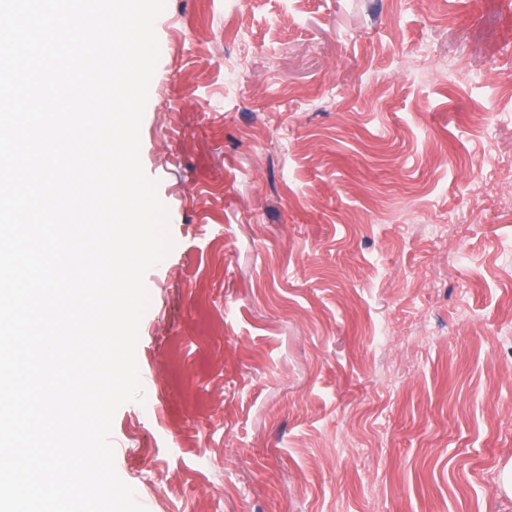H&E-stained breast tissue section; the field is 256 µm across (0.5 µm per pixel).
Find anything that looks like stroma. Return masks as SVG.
<instances>
[{"label":"stroma","mask_w":512,"mask_h":512,"mask_svg":"<svg viewBox=\"0 0 512 512\" xmlns=\"http://www.w3.org/2000/svg\"><path fill=\"white\" fill-rule=\"evenodd\" d=\"M154 29L173 246L112 423L138 503L512 512V0H166Z\"/></svg>","instance_id":"1"}]
</instances>
